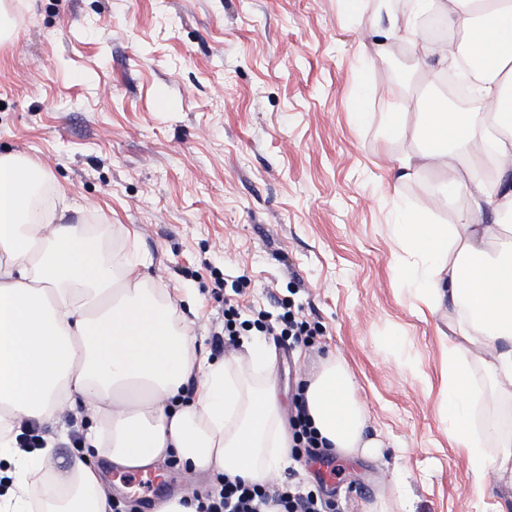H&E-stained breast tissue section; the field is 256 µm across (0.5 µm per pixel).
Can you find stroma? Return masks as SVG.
<instances>
[{
  "mask_svg": "<svg viewBox=\"0 0 512 512\" xmlns=\"http://www.w3.org/2000/svg\"><path fill=\"white\" fill-rule=\"evenodd\" d=\"M378 0H0V153L47 173L49 203L64 191L69 224H97L113 255L145 258L150 283L192 289L194 332L223 358L215 325L225 298L242 319L294 305L315 344L267 337L284 407L299 381L336 355L368 416L371 456H336L335 473L292 462L305 488L322 487L332 512H512V487L488 473L477 498L466 449L441 401L444 345L459 316L431 311L408 286L416 259L390 231L398 209L428 224L471 212L468 192L437 194L424 166L398 181L403 157L424 145L418 112L435 94L416 68L418 29L382 41ZM405 129L385 135L394 93ZM232 245L214 249L216 240ZM474 412L512 415L481 364ZM125 481L124 512L146 496L213 489L216 477L177 461Z\"/></svg>",
  "mask_w": 512,
  "mask_h": 512,
  "instance_id": "stroma-1",
  "label": "stroma"
}]
</instances>
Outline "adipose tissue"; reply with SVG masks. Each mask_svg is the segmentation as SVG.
Returning <instances> with one entry per match:
<instances>
[{
	"mask_svg": "<svg viewBox=\"0 0 512 512\" xmlns=\"http://www.w3.org/2000/svg\"><path fill=\"white\" fill-rule=\"evenodd\" d=\"M438 14L462 40L446 52L420 47V70L438 74L459 60L475 62L476 107L451 110L431 100L419 121L427 147L401 162L404 173L425 165L445 171L438 190L468 186L471 207H491V224H423L404 211L393 230L416 256L411 279L433 307L465 314L445 352L441 390L450 433L468 451L476 480L512 474V438L490 454L476 435L470 364L484 357L489 378L512 396V248L495 250L512 216V0H413L390 15L384 38L418 17ZM490 144L499 179H474ZM45 172L0 154V473L7 477L0 512H112L104 469L137 472L169 459L191 472L229 474L264 483L288 465L291 438L276 395L274 356L255 339L242 354L210 359L198 351L186 315L193 294L174 300L147 286L145 259L116 263L92 227L66 224L56 209L33 210L32 190ZM194 395H187L188 383ZM309 417L324 447L346 457L375 448L367 417L344 364L327 359L308 379ZM89 422L82 455H56L57 438L19 447V420L55 425L61 413ZM51 488L32 494L30 477Z\"/></svg>",
	"mask_w": 512,
	"mask_h": 512,
	"instance_id": "1",
	"label": "adipose tissue"
}]
</instances>
